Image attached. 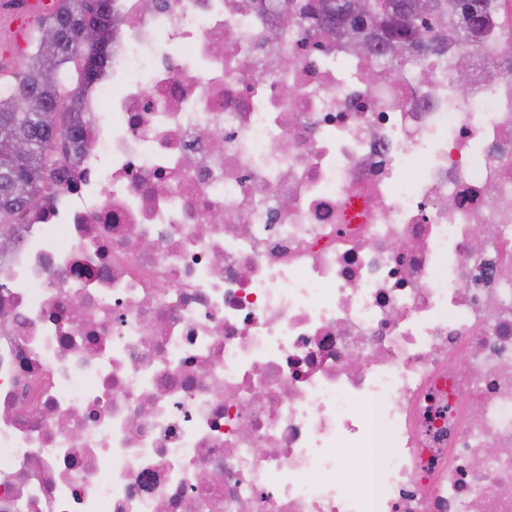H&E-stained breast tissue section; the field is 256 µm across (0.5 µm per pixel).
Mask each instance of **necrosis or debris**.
Masks as SVG:
<instances>
[{
  "label": "necrosis or debris",
  "instance_id": "obj_1",
  "mask_svg": "<svg viewBox=\"0 0 512 512\" xmlns=\"http://www.w3.org/2000/svg\"><path fill=\"white\" fill-rule=\"evenodd\" d=\"M265 2L113 0L0 252V512H512V0L393 83Z\"/></svg>",
  "mask_w": 512,
  "mask_h": 512
}]
</instances>
